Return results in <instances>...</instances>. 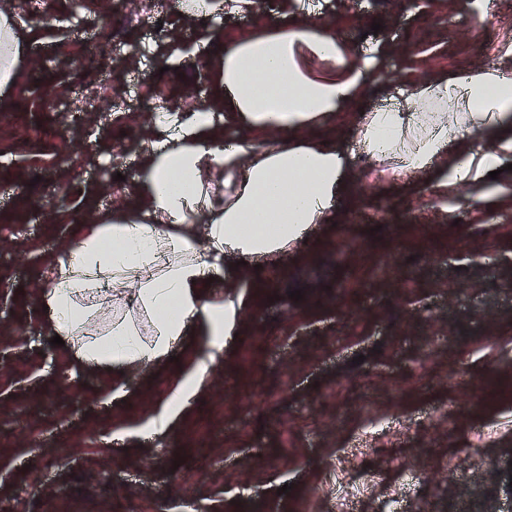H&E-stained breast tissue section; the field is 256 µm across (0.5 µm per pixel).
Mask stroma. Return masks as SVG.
<instances>
[{
  "label": "stroma",
  "mask_w": 512,
  "mask_h": 512,
  "mask_svg": "<svg viewBox=\"0 0 512 512\" xmlns=\"http://www.w3.org/2000/svg\"><path fill=\"white\" fill-rule=\"evenodd\" d=\"M315 2L350 62L381 45L347 119L313 131L351 168L331 223L202 286L240 308L170 438L146 426L204 339L128 373L78 364L44 326L47 258L135 205L155 107L216 103L208 57L297 0L204 22L177 0H42L27 20L0 92V498L13 512H512V205L495 200L512 171L450 201L434 172L377 163L357 128L426 82L512 69V0L486 14L477 0ZM120 321L151 338L128 290L89 304L88 331Z\"/></svg>",
  "instance_id": "35a3bbf8"
}]
</instances>
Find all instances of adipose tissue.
<instances>
[{
	"mask_svg": "<svg viewBox=\"0 0 512 512\" xmlns=\"http://www.w3.org/2000/svg\"><path fill=\"white\" fill-rule=\"evenodd\" d=\"M303 47L341 68L342 76H309L298 59ZM23 48L16 15L0 10L1 89L13 84ZM214 65L223 79L225 121H243L281 137L272 142L241 137L223 146L209 108L160 123L175 140L142 158L133 187L136 206L97 216L81 239L56 254L52 282L40 293L50 333L59 335L81 364L112 370L161 362L197 323L207 345L220 347L235 326L234 314L199 288L208 278H223L225 254L272 255L312 225L329 221L346 159L335 143L313 138L310 131L350 107L365 69L347 65L335 33L325 32L320 17L305 7L270 31L226 46ZM510 124L512 73L483 68L429 82L403 105L369 113L359 135L377 162L396 158L413 171L437 167L433 189L452 198L478 188L485 172L512 162V132L506 130L492 150L479 154L470 144L476 131ZM206 170L223 177V201L212 200L202 176ZM101 286L133 289L136 303L154 318L151 340L131 326L87 337L81 301ZM210 361L207 355L198 358L174 387L150 422L153 432H170Z\"/></svg>",
	"mask_w": 512,
	"mask_h": 512,
	"instance_id": "adipose-tissue-1",
	"label": "adipose tissue"
}]
</instances>
